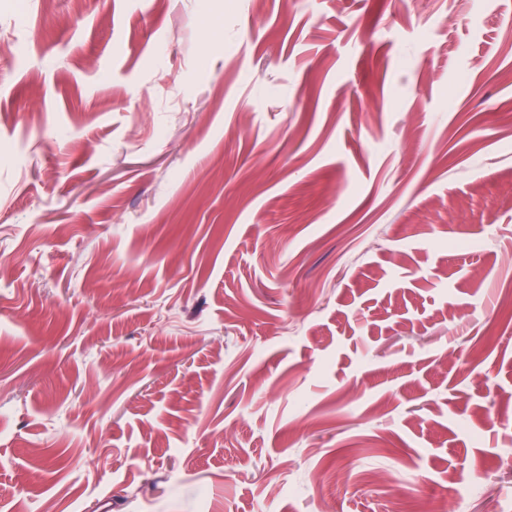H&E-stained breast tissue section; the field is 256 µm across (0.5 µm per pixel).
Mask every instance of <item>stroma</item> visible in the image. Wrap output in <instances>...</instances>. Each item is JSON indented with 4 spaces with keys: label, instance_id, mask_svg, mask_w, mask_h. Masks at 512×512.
Returning <instances> with one entry per match:
<instances>
[{
    "label": "stroma",
    "instance_id": "stroma-1",
    "mask_svg": "<svg viewBox=\"0 0 512 512\" xmlns=\"http://www.w3.org/2000/svg\"><path fill=\"white\" fill-rule=\"evenodd\" d=\"M503 2L0 0V512H512Z\"/></svg>",
    "mask_w": 512,
    "mask_h": 512
}]
</instances>
